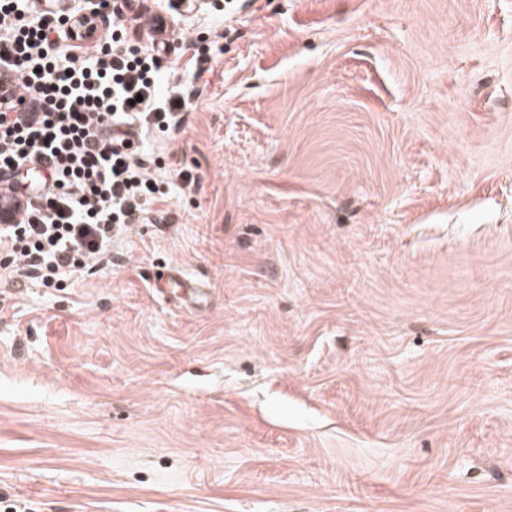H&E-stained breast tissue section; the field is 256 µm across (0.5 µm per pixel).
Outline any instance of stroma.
<instances>
[{
	"mask_svg": "<svg viewBox=\"0 0 512 512\" xmlns=\"http://www.w3.org/2000/svg\"><path fill=\"white\" fill-rule=\"evenodd\" d=\"M161 194L0 281V496L512 512V0H197ZM191 175L184 183L172 169ZM206 310L157 296L170 269Z\"/></svg>",
	"mask_w": 512,
	"mask_h": 512,
	"instance_id": "obj_1",
	"label": "stroma"
}]
</instances>
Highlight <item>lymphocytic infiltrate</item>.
I'll list each match as a JSON object with an SVG mask.
<instances>
[{
	"label": "lymphocytic infiltrate",
	"mask_w": 512,
	"mask_h": 512,
	"mask_svg": "<svg viewBox=\"0 0 512 512\" xmlns=\"http://www.w3.org/2000/svg\"><path fill=\"white\" fill-rule=\"evenodd\" d=\"M80 12L61 0H0V80L25 92L0 94V190L22 213L0 225V275L46 287L103 258L151 210L158 186L139 142L179 128L188 105L160 92L159 58L127 24L85 34ZM35 163L45 178L15 180Z\"/></svg>",
	"instance_id": "lymphocytic-infiltrate-1"
}]
</instances>
